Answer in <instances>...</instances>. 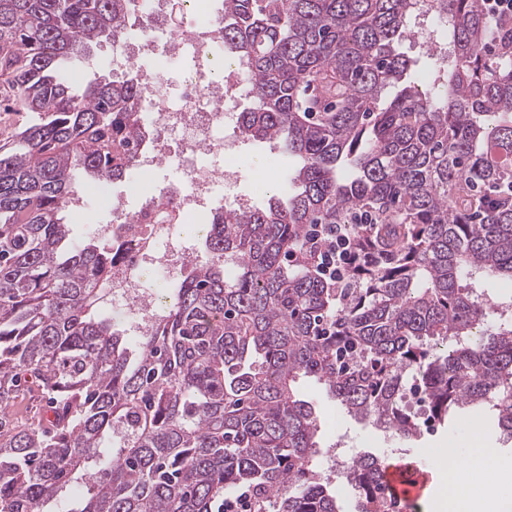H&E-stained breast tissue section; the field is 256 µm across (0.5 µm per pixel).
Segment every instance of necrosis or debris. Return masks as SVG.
<instances>
[{
    "label": "necrosis or debris",
    "instance_id": "obj_1",
    "mask_svg": "<svg viewBox=\"0 0 512 512\" xmlns=\"http://www.w3.org/2000/svg\"><path fill=\"white\" fill-rule=\"evenodd\" d=\"M168 2L137 0L143 21L131 27L115 60L140 78L138 107L154 131V140L138 163L140 176L151 178L155 166L170 159L177 160L181 174L145 194L134 181L125 195L104 191L99 201L112 212L113 221L92 227L111 245L114 256L104 297L132 314L135 336L145 335L167 310L160 291L147 287L145 273L155 274L162 286H168L184 267L200 260L183 236L186 224L200 209L220 201L240 210L251 205L250 199L230 193L237 170L233 143L224 130L236 125L239 117L243 66L224 57V0H183L184 22L177 28L167 21ZM147 50L161 51L181 68L182 88L176 96L162 94V71L139 65ZM202 154L215 157V164L199 165Z\"/></svg>",
    "mask_w": 512,
    "mask_h": 512
}]
</instances>
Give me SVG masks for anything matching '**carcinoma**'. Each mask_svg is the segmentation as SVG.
Segmentation results:
<instances>
[{
  "label": "carcinoma",
  "mask_w": 512,
  "mask_h": 512,
  "mask_svg": "<svg viewBox=\"0 0 512 512\" xmlns=\"http://www.w3.org/2000/svg\"><path fill=\"white\" fill-rule=\"evenodd\" d=\"M133 5L0 0V82L33 113L25 151L0 145V512H212L238 491L249 512H340L303 376L401 439L411 378L437 419L485 406L511 438L512 303L468 280L512 282V26L424 0L455 64L423 92L397 49L415 0H224L251 85L239 135L300 167L265 208L212 216L208 258L133 348L95 315L112 251L66 211L153 133L134 76L77 90L64 68ZM313 224L345 228L344 281L318 275ZM32 388L45 405L20 423ZM383 467L351 460L359 512H392Z\"/></svg>",
  "instance_id": "carcinoma-1"
}]
</instances>
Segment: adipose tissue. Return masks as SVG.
<instances>
[{"label":"adipose tissue","instance_id":"1","mask_svg":"<svg viewBox=\"0 0 512 512\" xmlns=\"http://www.w3.org/2000/svg\"><path fill=\"white\" fill-rule=\"evenodd\" d=\"M497 464L494 449L480 443L464 456L453 447L441 451L439 467L442 474L452 476L454 493L439 503V512H512V499L498 497L493 487L481 491L472 488L475 469Z\"/></svg>","mask_w":512,"mask_h":512}]
</instances>
